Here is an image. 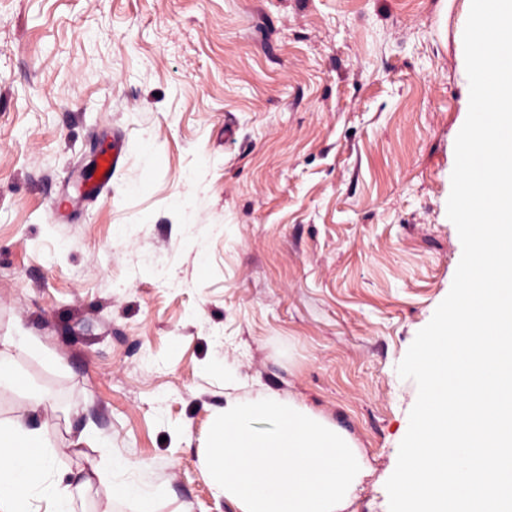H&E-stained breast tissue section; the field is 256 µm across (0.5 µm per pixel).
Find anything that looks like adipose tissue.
Wrapping results in <instances>:
<instances>
[{"instance_id":"adipose-tissue-1","label":"adipose tissue","mask_w":512,"mask_h":512,"mask_svg":"<svg viewBox=\"0 0 512 512\" xmlns=\"http://www.w3.org/2000/svg\"><path fill=\"white\" fill-rule=\"evenodd\" d=\"M0 512H73L69 473L56 470L54 451L21 420L0 424Z\"/></svg>"}]
</instances>
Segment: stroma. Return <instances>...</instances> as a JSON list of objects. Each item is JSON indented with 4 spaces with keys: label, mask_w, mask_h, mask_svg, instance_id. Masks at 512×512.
Listing matches in <instances>:
<instances>
[{
    "label": "stroma",
    "mask_w": 512,
    "mask_h": 512,
    "mask_svg": "<svg viewBox=\"0 0 512 512\" xmlns=\"http://www.w3.org/2000/svg\"><path fill=\"white\" fill-rule=\"evenodd\" d=\"M469 0H0V359L76 512H235L205 476L228 395L294 399L385 483L397 366L462 256L447 216ZM121 167L62 205L113 138ZM41 393L33 403V393ZM125 461L113 469V459ZM112 494L116 498L133 499L137 503L138 512H156L153 497L139 488L126 484H115Z\"/></svg>",
    "instance_id": "obj_1"
}]
</instances>
